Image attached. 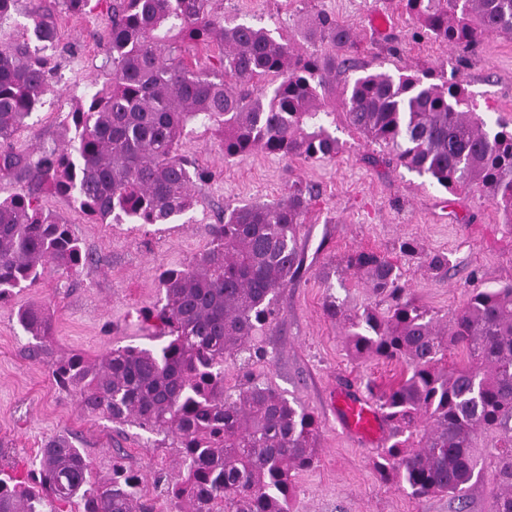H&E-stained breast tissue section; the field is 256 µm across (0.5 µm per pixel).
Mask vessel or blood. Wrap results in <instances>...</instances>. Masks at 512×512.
<instances>
[{"mask_svg": "<svg viewBox=\"0 0 512 512\" xmlns=\"http://www.w3.org/2000/svg\"><path fill=\"white\" fill-rule=\"evenodd\" d=\"M332 409L347 434L369 445L384 439L387 423L381 409L370 397L341 388L333 393Z\"/></svg>", "mask_w": 512, "mask_h": 512, "instance_id": "b4317fda", "label": "vessel or blood"}]
</instances>
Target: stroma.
<instances>
[{
  "label": "stroma",
  "instance_id": "stroma-1",
  "mask_svg": "<svg viewBox=\"0 0 512 512\" xmlns=\"http://www.w3.org/2000/svg\"><path fill=\"white\" fill-rule=\"evenodd\" d=\"M43 2L52 6L57 23L56 71L31 127L19 130L10 144L14 152L33 158L41 149L68 141L67 113L110 74L103 52L109 25L105 4L73 15L55 0ZM214 8L230 20L277 26L294 43L300 40L298 22L304 14L328 12L356 30L357 69L456 75L488 125L512 122V34L486 37L463 62L457 52L418 29L403 0H215ZM381 18L387 26H378ZM334 119L341 149L335 159L323 161L286 160L258 151L228 162L220 138L194 127L183 150L211 177L195 183V209L170 224H101L62 198H43L45 208L65 219L92 261L72 276L46 272L37 286L0 303V463L26 480L44 442L64 434L91 457L96 479L109 480L113 458L122 456L125 467L140 477L155 512H175L152 484L158 469L177 473L175 449L133 424L84 415L45 363L25 357L28 338L16 311L47 305L59 354L94 358L112 347L153 345V330L141 312L160 300V272L209 247L211 226L225 206L275 202L297 182L315 190L299 240L305 266L300 282L280 291L275 319L255 341L265 358L252 367L254 375L320 420L318 462L296 475L294 510L454 512L448 497L413 498L382 481L373 466L375 451L337 424L332 387L383 388L397 380L403 365L351 358L344 327L327 317L323 302L332 294L353 312L381 305V298L342 263L349 253L367 251L400 266L417 304L441 316L452 314L474 285L512 282V226L481 192L455 195L436 189L426 178L384 163L380 148L348 126L343 110H336ZM406 239L447 255V281H436L418 260L399 254L398 244Z\"/></svg>",
  "mask_w": 512,
  "mask_h": 512
}]
</instances>
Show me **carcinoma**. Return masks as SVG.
I'll return each instance as SVG.
<instances>
[{
	"mask_svg": "<svg viewBox=\"0 0 512 512\" xmlns=\"http://www.w3.org/2000/svg\"><path fill=\"white\" fill-rule=\"evenodd\" d=\"M19 0H0V175L22 183L0 200V302L37 285L49 269L76 274L88 261L69 225L44 210L38 195L121 224H170L195 205L192 187L208 174L181 153L188 126L220 134L224 160L255 151L281 158L329 159L339 151L327 97L336 75L354 68L356 33L318 12L300 23L297 50L266 26L217 15L212 0H111L104 44L111 78L66 116L67 144L32 159L4 148L44 104L55 71L39 48L55 45L54 13L37 0L29 24L8 30ZM436 42L472 53L483 37L512 33V0H405ZM219 44L216 63L194 54ZM348 125L382 145L393 160L451 193L484 190L512 225V124L487 127L457 80L371 72L345 81ZM312 191L297 184L273 203L224 208L210 247L159 276L164 293L143 312L160 344L111 348L90 361L53 357V322L44 306L17 310L31 336L27 356L47 363L58 386L89 417L133 423L176 448L179 478L157 471L155 487L176 512H292L293 473L317 460L313 412L256 380L264 358L253 344L275 315L279 291L304 265L299 235ZM399 252L448 276V256L402 241ZM345 269L390 300L385 311L353 313L334 295L326 315L345 326L357 358L400 361L396 383L368 392L390 434L374 468L414 498L446 494L467 512L495 463L497 491L487 512H512V284L471 289L442 318L408 296L399 267L384 256L354 252ZM464 354L448 364V349ZM240 362L244 382L224 390V360ZM493 436L495 444L479 441ZM26 486L0 468V512H153L141 480L120 463L112 478H93V462L70 438L41 448Z\"/></svg>",
	"mask_w": 512,
	"mask_h": 512,
	"instance_id": "1",
	"label": "carcinoma"
}]
</instances>
